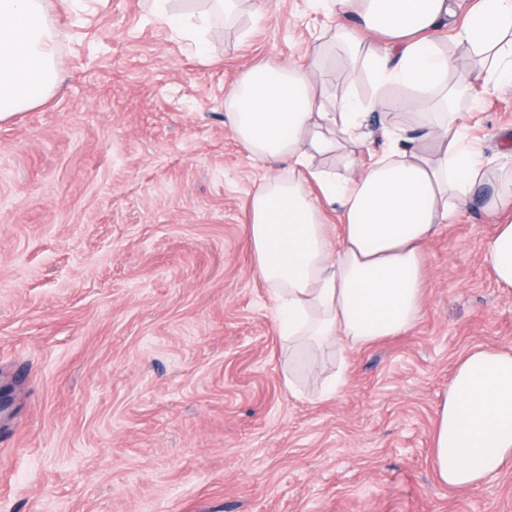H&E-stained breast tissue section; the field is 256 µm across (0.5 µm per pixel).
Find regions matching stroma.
<instances>
[{
  "instance_id": "obj_1",
  "label": "stroma",
  "mask_w": 512,
  "mask_h": 512,
  "mask_svg": "<svg viewBox=\"0 0 512 512\" xmlns=\"http://www.w3.org/2000/svg\"><path fill=\"white\" fill-rule=\"evenodd\" d=\"M267 2L201 56L149 0H45L60 84L0 122V512H512V463L457 491L432 458L457 361L512 350L480 204L428 243L408 332L342 353L277 332L246 226L288 166L248 157L224 96L250 66L304 63L330 22ZM323 78L328 111L371 95L343 57ZM459 109L496 157L512 85Z\"/></svg>"
}]
</instances>
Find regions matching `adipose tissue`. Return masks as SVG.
<instances>
[{"instance_id": "obj_1", "label": "adipose tissue", "mask_w": 512, "mask_h": 512, "mask_svg": "<svg viewBox=\"0 0 512 512\" xmlns=\"http://www.w3.org/2000/svg\"><path fill=\"white\" fill-rule=\"evenodd\" d=\"M364 70L370 99L327 109L318 80L326 52L305 65L247 69L225 96L230 128L248 154L287 163L288 171L253 192L247 246L254 275L272 292L278 333L343 351L407 332L420 318L427 286L425 247L487 184L493 164L469 136V115L454 103L472 82L512 84V0H480L455 32L475 58L470 75L452 79L456 58L432 33L454 18L456 0H312ZM162 22L206 55L205 13L174 12L153 0ZM376 35L389 43L364 50ZM59 63L42 0H0V120L44 103ZM406 88L394 110L419 112L423 134L409 144L405 127L381 121L384 149L360 166L357 149L368 115L390 86ZM339 209L341 234L328 212ZM497 218L484 245L495 282L512 288V185L483 205ZM434 466L449 488L480 484L512 461V350L476 348L456 364L436 411Z\"/></svg>"}]
</instances>
